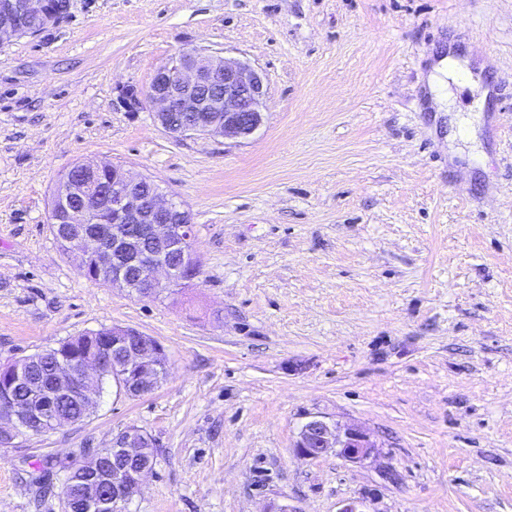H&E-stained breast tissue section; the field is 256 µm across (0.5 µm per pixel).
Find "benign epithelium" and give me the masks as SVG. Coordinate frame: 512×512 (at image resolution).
<instances>
[{
  "label": "benign epithelium",
  "instance_id": "benign-epithelium-1",
  "mask_svg": "<svg viewBox=\"0 0 512 512\" xmlns=\"http://www.w3.org/2000/svg\"><path fill=\"white\" fill-rule=\"evenodd\" d=\"M66 0H0V45L23 36L38 35L64 15ZM266 97L263 73L249 63L220 52L183 48L160 67L146 91L121 99L136 111L149 106L160 126L175 137L208 135L235 141L251 138L264 123ZM87 173H106L112 193L104 195L91 179L63 176L57 183L50 215L54 234L67 243L73 255L91 258L101 269L112 271L110 285L140 296L155 297L177 287L186 273L197 268L199 258L189 245L192 217L184 206L163 195L155 183L120 165L81 162ZM112 209V228L90 226L92 214ZM161 344L145 342L129 327H112V359L102 356L56 364L48 392H67L93 399L103 375L123 380L130 396L157 387V359ZM27 362L0 365V393H10L25 377ZM3 446L11 445L15 432L39 435L62 428L52 412L16 406L0 412ZM151 437L130 428L112 440V456L122 462L112 472V489L105 493L93 482L86 485L83 504L101 512H125L142 480L154 465L142 460ZM298 454L318 458L334 452L348 462L367 459L375 448L361 429H338L323 418H313L301 428Z\"/></svg>",
  "mask_w": 512,
  "mask_h": 512
}]
</instances>
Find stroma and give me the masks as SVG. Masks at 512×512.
I'll use <instances>...</instances> for the list:
<instances>
[{"instance_id": "obj_1", "label": "stroma", "mask_w": 512, "mask_h": 512, "mask_svg": "<svg viewBox=\"0 0 512 512\" xmlns=\"http://www.w3.org/2000/svg\"><path fill=\"white\" fill-rule=\"evenodd\" d=\"M189 46L264 71L252 138L121 105ZM449 50L474 84L436 112ZM510 93L512 0H70L0 46V363L113 325L169 359L151 393L104 381L83 421L0 448V512H62V462L131 428L160 453L128 512H512ZM85 161L190 212L189 287L141 299L62 253L51 200ZM313 416L375 452L301 457Z\"/></svg>"}]
</instances>
